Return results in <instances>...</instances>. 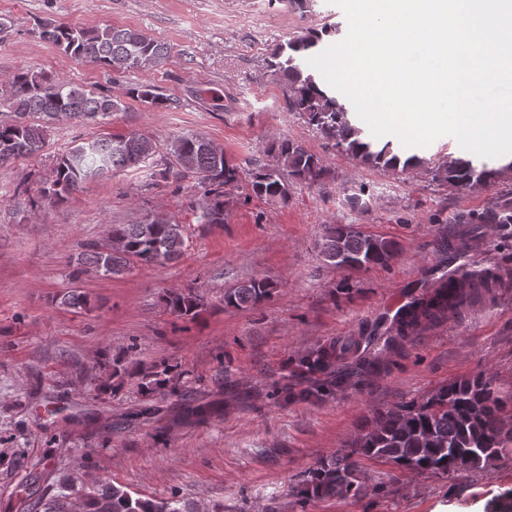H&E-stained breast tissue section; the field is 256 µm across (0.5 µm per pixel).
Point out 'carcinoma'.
Returning <instances> with one entry per match:
<instances>
[{
  "instance_id": "carcinoma-1",
  "label": "carcinoma",
  "mask_w": 512,
  "mask_h": 512,
  "mask_svg": "<svg viewBox=\"0 0 512 512\" xmlns=\"http://www.w3.org/2000/svg\"><path fill=\"white\" fill-rule=\"evenodd\" d=\"M41 36L78 60H89L113 72L137 68L158 70L175 57L174 47L136 28L105 25L93 29L65 23H48ZM321 36L316 32L299 35L278 45L271 53L269 68L282 75L289 87L291 111L305 116L307 123L333 147L360 158L374 167L396 170L420 164L416 155L401 157L391 142L373 144L361 138L352 123L348 106L320 88L313 74L302 64L315 49ZM127 95L152 108H163L167 99L149 85L132 88ZM10 119L0 122V162L39 154L46 145L47 126L38 119L55 120L68 116L97 122L120 110V100L73 84L63 77L20 69L0 84V110ZM274 161L247 172L252 194L267 200L288 202V178L315 183L324 172L323 160L303 144L282 139L271 146ZM164 165L163 174L177 180L193 178L203 189L204 202L194 209L199 224L224 223L225 188L239 182V169L224 151L197 133L179 135L166 144V154L153 139L137 133L81 142L60 156L55 175L44 196L62 201L87 180L110 172ZM512 161L490 168L486 163L455 158L434 173V179L457 190L488 184L505 171ZM462 224H512V199L493 202L483 212H470ZM112 237L121 247L107 241L84 244L80 266L73 279L86 275L107 278L122 276L136 267L162 266L181 258L188 248L185 225L172 219L147 218L133 224H115ZM320 252L328 263L342 267L356 262L359 268L388 265L397 255L395 242L367 234L352 224H326ZM468 284H447L412 301L396 322L397 335L422 321H434L448 312V299L463 294ZM274 287L265 279H252L224 291V305L250 309L269 299ZM162 301L166 310L179 316H195L203 308L202 297L194 290H169ZM336 347H319L300 358L299 366L311 372H326L336 363ZM174 366L161 363L134 372L142 396L149 397L167 387ZM127 367L117 361L106 376L91 385L93 396L115 390L114 379L128 376ZM505 401L496 390L494 379L485 374L462 378L442 385L420 402L396 404L375 413L370 425L335 453L319 458L307 477L295 489L303 500L330 501L355 498L384 489L381 482L368 483L362 459L391 463L410 473H480L507 450L503 437ZM82 512H200L197 503L171 494L167 498L135 497L121 486L101 484L90 491L77 487L69 477L55 494H41L33 508L37 512H73L74 501Z\"/></svg>"
}]
</instances>
